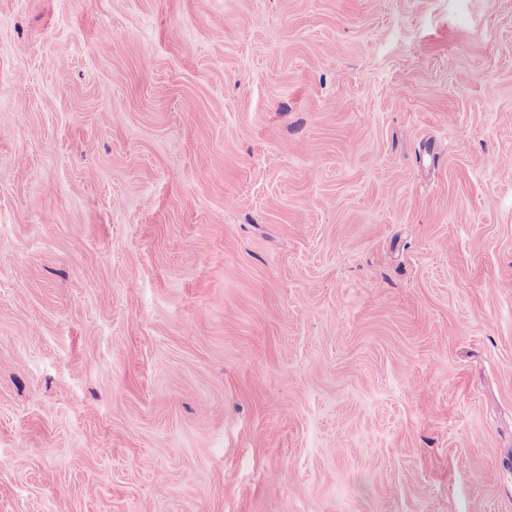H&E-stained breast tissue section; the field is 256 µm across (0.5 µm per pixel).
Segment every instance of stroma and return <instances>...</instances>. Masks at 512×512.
<instances>
[{"mask_svg": "<svg viewBox=\"0 0 512 512\" xmlns=\"http://www.w3.org/2000/svg\"><path fill=\"white\" fill-rule=\"evenodd\" d=\"M512 0H0V512H512Z\"/></svg>", "mask_w": 512, "mask_h": 512, "instance_id": "35a3bbf8", "label": "stroma"}]
</instances>
